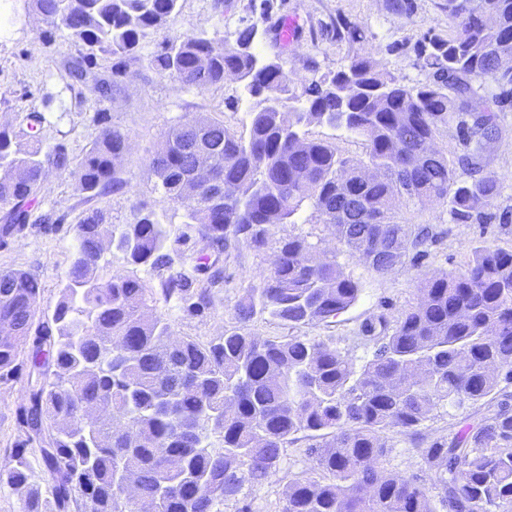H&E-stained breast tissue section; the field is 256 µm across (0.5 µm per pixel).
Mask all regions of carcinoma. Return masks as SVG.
Listing matches in <instances>:
<instances>
[{
	"label": "carcinoma",
	"mask_w": 512,
	"mask_h": 512,
	"mask_svg": "<svg viewBox=\"0 0 512 512\" xmlns=\"http://www.w3.org/2000/svg\"><path fill=\"white\" fill-rule=\"evenodd\" d=\"M178 0H32L43 23L65 30L86 53L69 63L78 79L97 58L112 61L93 75L107 95L120 89L127 62L140 57L146 37L161 30ZM454 30L419 48L432 80L397 81L379 64H351L296 93L279 59L255 52L252 25L220 50L194 34L162 42L148 68L185 88L209 90L228 77L254 100L247 134L206 114L180 119L149 157L155 189L183 209V224L211 254L233 244L278 256L235 306L236 323L207 345L173 336L162 317L147 315L155 292L135 276L95 277L105 249L133 266L171 267L170 252L190 236H172L154 212L137 209L134 222L112 224L95 208L77 224L73 257L60 298L46 320L38 308L40 281L20 269L0 270V380L14 375L33 341L28 401L20 419L38 449L50 485L42 497L25 455L12 456L5 482L24 491V512H143L125 484L137 486L158 512H221L244 487L276 471L290 437L314 433L308 448L318 476L297 479L282 512H512V252L484 245L455 272L421 280L418 302L396 324L384 316L361 325L375 345L361 368L319 336L261 337L258 315L292 327L325 323L352 307L359 282L337 257H371L368 268L392 270L394 256L417 258L435 239L428 224L399 220L401 208L438 202L452 222L486 224L499 194L496 175L481 170L497 115L479 78L512 85V0H447ZM496 104L508 98L495 97ZM31 148H13L11 127L0 126V238L26 228L31 202L46 172L67 173L86 192L123 185L124 130L101 123L92 147L71 164L60 146L43 144V116L25 115ZM456 123L466 154L454 163L427 152L439 126ZM327 124L366 142L363 157L337 153L306 136ZM209 161L215 191L195 179L194 150ZM313 209L336 240L331 250L306 236L277 235ZM164 300L199 312L206 291L182 274L162 281ZM55 379L48 380L49 369ZM481 405V422L417 449L440 494L385 466L387 431L417 430L438 410Z\"/></svg>",
	"instance_id": "obj_1"
}]
</instances>
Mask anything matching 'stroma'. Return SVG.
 <instances>
[{
    "mask_svg": "<svg viewBox=\"0 0 512 512\" xmlns=\"http://www.w3.org/2000/svg\"><path fill=\"white\" fill-rule=\"evenodd\" d=\"M260 3L179 0L163 29L145 43L141 60L129 62L119 90L104 98L93 83L75 82L64 69L67 61L83 54L81 43L61 31H46L30 0H0V125L18 131V149L28 147L21 134L23 118L34 111L46 118L45 144L63 146L76 160L95 138L98 113H105L110 124L129 134L120 188L92 198L67 174L49 170L32 203L26 229L0 243V269H22L40 280L38 306L42 312L52 313L59 300L61 282L71 262L75 227L86 209L103 208L110 222L128 224L134 220V207L140 206L154 211L164 223H181L182 209L154 191V178L148 169V159L169 126L181 118L205 113L223 120L231 131L242 133L247 128L248 103L237 80L228 79L223 86L200 91L160 78L147 68L146 56L164 40L202 32L220 47L234 41L239 29L254 24L265 32L256 46L257 53L280 56L295 87L346 67L356 55L378 62L402 84L416 86L432 77L418 57V46L428 34L445 36L451 32L446 0H273L274 8L267 18L261 14ZM291 19L297 23V37L285 45L276 33ZM351 26L361 30L360 40L349 39L347 29ZM498 125L497 138L482 155L485 171L495 173L500 182V194L489 208L495 221L452 223L434 203L404 209L403 220L432 225L437 235L424 257L406 258L402 266L378 274L357 258L339 255L346 273L361 283V295L350 309L335 322L295 329L267 317L258 318L252 323L253 331L261 336L295 334L328 339L359 367L373 353L372 344L360 332L361 325L379 315L396 323L404 310L417 303L423 276L464 268L473 250L483 245L512 250V223L502 224L497 219L503 210L512 211V106L499 111ZM200 248V243H189V256H174L171 270L193 277L196 287L207 289L209 305L191 313L178 303L160 300L152 312L166 319L176 336L206 344L234 324L236 303L247 288L259 282L270 262L268 254L241 246L219 261L222 275L213 279L194 269L192 254ZM16 365L14 377L0 381V461L9 460L12 451L22 450L32 468L40 472L45 465L19 417V408L29 394L28 356L20 355ZM483 413L478 406L438 411L417 433L386 432L387 468L428 482L418 449L437 437L454 435L463 423L478 422ZM309 444L306 433L294 435L276 474L262 486L244 489L239 502L224 504V512H238L243 503L250 512H280L288 483L314 474L313 461L306 453Z\"/></svg>",
    "mask_w": 512,
    "mask_h": 512,
    "instance_id": "stroma-1",
    "label": "stroma"
}]
</instances>
